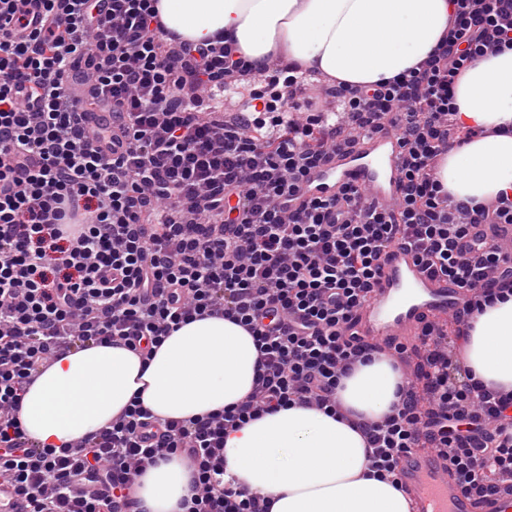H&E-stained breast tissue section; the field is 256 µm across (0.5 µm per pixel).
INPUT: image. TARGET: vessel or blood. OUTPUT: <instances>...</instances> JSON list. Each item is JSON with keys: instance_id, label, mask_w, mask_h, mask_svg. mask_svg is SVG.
Listing matches in <instances>:
<instances>
[{"instance_id": "vessel-or-blood-1", "label": "vessel or blood", "mask_w": 512, "mask_h": 512, "mask_svg": "<svg viewBox=\"0 0 512 512\" xmlns=\"http://www.w3.org/2000/svg\"><path fill=\"white\" fill-rule=\"evenodd\" d=\"M400 147L391 135H373L357 150L339 155L314 172L304 185L305 197H328L343 183L368 187L377 204L392 203L399 188ZM462 302L458 290L430 274L407 246L390 249L379 282L357 325L360 336L384 345L414 340L423 316L455 311ZM400 478L415 512H512V493L484 498L465 495L445 456L410 449L403 456Z\"/></svg>"}]
</instances>
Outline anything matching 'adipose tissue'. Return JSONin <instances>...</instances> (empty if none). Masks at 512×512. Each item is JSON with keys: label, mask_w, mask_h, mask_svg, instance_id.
<instances>
[{"label": "adipose tissue", "mask_w": 512, "mask_h": 512, "mask_svg": "<svg viewBox=\"0 0 512 512\" xmlns=\"http://www.w3.org/2000/svg\"><path fill=\"white\" fill-rule=\"evenodd\" d=\"M166 29L203 44L233 35L255 70L298 63L341 82L371 85L415 67L448 29L450 0H159ZM459 120L480 134L450 150L436 172L455 199L479 205L512 194V48L472 60L453 88ZM258 352L241 326L204 317L170 333L150 361L126 347L87 344L40 367L20 410L26 436L57 448L111 426L134 395L162 419L189 420L252 392ZM463 358L476 379L512 392V293L476 314ZM399 373L383 357L356 365L337 390L368 420L396 400ZM239 486L270 497V512H409L406 496L370 474L366 444L348 422L292 405L224 440ZM141 512H183L191 469L180 456L135 478Z\"/></svg>", "instance_id": "obj_1"}]
</instances>
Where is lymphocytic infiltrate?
Returning <instances> with one entry per match:
<instances>
[{
    "label": "lymphocytic infiltrate",
    "mask_w": 512,
    "mask_h": 512,
    "mask_svg": "<svg viewBox=\"0 0 512 512\" xmlns=\"http://www.w3.org/2000/svg\"><path fill=\"white\" fill-rule=\"evenodd\" d=\"M49 23L21 36L18 0H0V487L25 512H139L134 480L171 455L193 469L186 512H269L224 477V438L295 404L363 436L371 470L400 485L410 448L445 452L463 492L512 490V393L486 388L462 358L476 312L512 293V195L471 208L436 170L474 136L451 105L473 58L512 46V0H452L448 31L413 70L372 85L336 83L335 108L309 101L297 63L254 73L232 39L194 45L168 32L157 0H40ZM85 63L92 104L124 125L120 156L80 128L71 91ZM402 148L401 195L369 202L347 185L304 198L303 181L370 133ZM39 155L30 171L22 156ZM406 243L465 296L454 332L425 321L416 377L380 420L344 413L342 377L372 356L404 369L406 348L361 340L357 315L388 250ZM224 318L253 336L258 373L245 401L190 420L133 400L111 427L42 448L19 419L32 375L87 343L150 359L181 324Z\"/></svg>",
    "instance_id": "obj_1"
}]
</instances>
